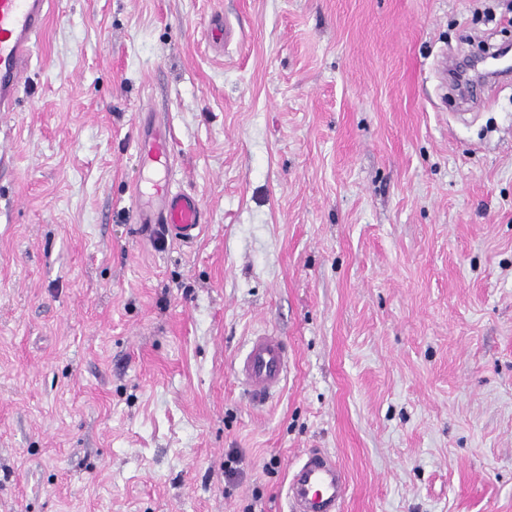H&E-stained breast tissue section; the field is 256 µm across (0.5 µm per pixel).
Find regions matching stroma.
<instances>
[{"mask_svg":"<svg viewBox=\"0 0 512 512\" xmlns=\"http://www.w3.org/2000/svg\"><path fill=\"white\" fill-rule=\"evenodd\" d=\"M505 39L512 0H55L0 112V512H285L319 450L342 512H512V79L438 67ZM159 122L190 243L134 222ZM237 379L258 401L276 394L288 371V345L281 336H252L245 356L235 363Z\"/></svg>","mask_w":512,"mask_h":512,"instance_id":"obj_1","label":"stroma"}]
</instances>
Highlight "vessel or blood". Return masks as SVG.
I'll use <instances>...</instances> for the list:
<instances>
[{
	"mask_svg": "<svg viewBox=\"0 0 512 512\" xmlns=\"http://www.w3.org/2000/svg\"><path fill=\"white\" fill-rule=\"evenodd\" d=\"M52 6L53 0H0V112L15 109ZM172 147L171 133L164 127L137 141L136 158L144 187L135 196L134 210L145 233L187 243L198 236L205 213L198 197L172 191L162 175ZM234 371L243 388L257 400L276 394L288 371L287 343L274 334L253 336ZM347 485L346 472L334 456L309 454L288 482L289 512H342Z\"/></svg>",
	"mask_w": 512,
	"mask_h": 512,
	"instance_id": "1",
	"label": "vessel or blood"
}]
</instances>
